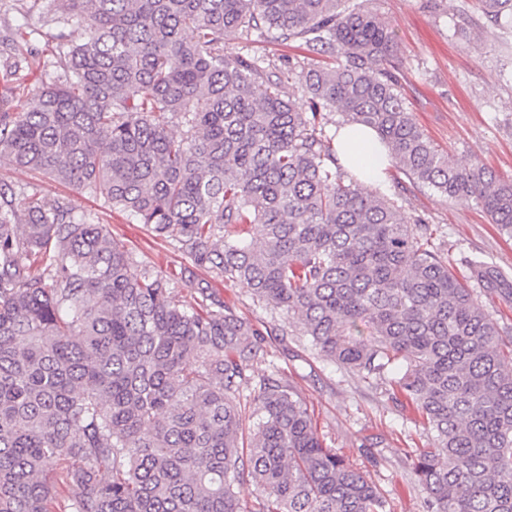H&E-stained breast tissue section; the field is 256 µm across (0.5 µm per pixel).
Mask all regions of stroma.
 <instances>
[{
  "mask_svg": "<svg viewBox=\"0 0 512 512\" xmlns=\"http://www.w3.org/2000/svg\"><path fill=\"white\" fill-rule=\"evenodd\" d=\"M393 31V61L401 93L424 133L459 162L478 159L504 178L512 177V40L505 38L471 0H368ZM47 0H30L19 11L16 0H0V36L16 27L34 34L28 62L0 95L20 109L45 83L51 65L42 48L53 26ZM224 49L246 53L274 64L305 54L296 43L266 37L224 34ZM0 182L37 189L45 197H63L77 209L98 214L113 238L150 272L164 276L187 258L178 243L155 237L145 225L112 210L102 200L42 176L0 162ZM379 187L398 201L407 215L437 228L435 245L447 254L456 275H464L463 256L481 253L512 276V240L502 237L473 203L448 201L434 190L409 183L389 166ZM211 285L227 306L259 327L278 324L284 333L269 337L271 354L255 365L256 374L284 369L306 403L325 443L362 467L390 501L392 512H427V494L418 483L412 449L428 448L432 437L418 411L394 402L381 382H366L321 357L287 315L253 299L247 289L215 278Z\"/></svg>",
  "mask_w": 512,
  "mask_h": 512,
  "instance_id": "obj_1",
  "label": "stroma"
}]
</instances>
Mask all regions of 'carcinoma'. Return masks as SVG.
I'll list each match as a JSON object with an SVG mask.
<instances>
[{"label": "carcinoma", "mask_w": 512, "mask_h": 512, "mask_svg": "<svg viewBox=\"0 0 512 512\" xmlns=\"http://www.w3.org/2000/svg\"><path fill=\"white\" fill-rule=\"evenodd\" d=\"M53 3L55 77L22 112L0 97V159L174 239L415 406L433 437L413 461L428 512H512V349L476 292L509 298L512 280L481 255L456 276L429 225L342 171L328 114L375 129L409 180L511 238L512 181L454 162L416 124L379 14L351 0ZM475 3L512 27V0ZM232 28L309 57L285 79L224 52ZM191 274L155 276L99 217L0 184V512H391L288 376L254 374L272 331L205 278L174 300Z\"/></svg>", "instance_id": "1"}]
</instances>
